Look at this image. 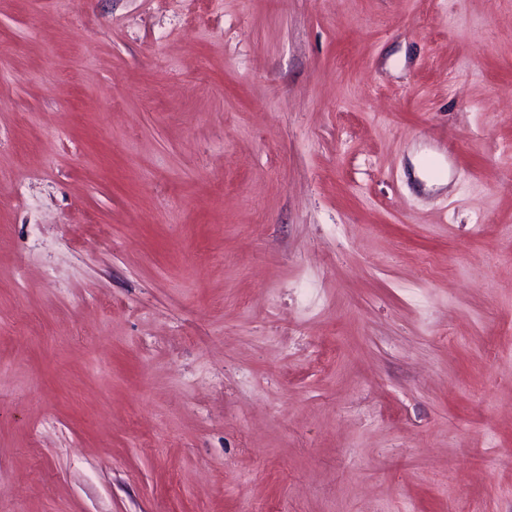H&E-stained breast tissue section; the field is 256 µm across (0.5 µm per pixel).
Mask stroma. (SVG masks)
Listing matches in <instances>:
<instances>
[{"label": "stroma", "instance_id": "obj_1", "mask_svg": "<svg viewBox=\"0 0 512 512\" xmlns=\"http://www.w3.org/2000/svg\"><path fill=\"white\" fill-rule=\"evenodd\" d=\"M0 512H512V0H0Z\"/></svg>", "mask_w": 512, "mask_h": 512}]
</instances>
